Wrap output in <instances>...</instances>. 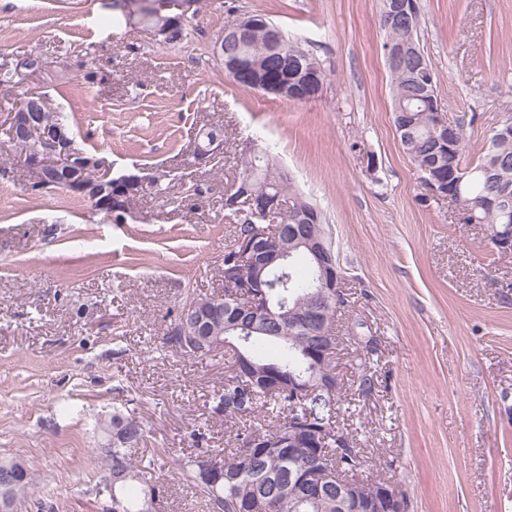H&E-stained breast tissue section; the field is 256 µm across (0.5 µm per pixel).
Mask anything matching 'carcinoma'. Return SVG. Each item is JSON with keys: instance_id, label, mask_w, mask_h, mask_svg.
<instances>
[{"instance_id": "carcinoma-1", "label": "carcinoma", "mask_w": 512, "mask_h": 512, "mask_svg": "<svg viewBox=\"0 0 512 512\" xmlns=\"http://www.w3.org/2000/svg\"><path fill=\"white\" fill-rule=\"evenodd\" d=\"M139 14L138 23L147 29H170L164 43L176 44L187 36L186 18L170 25L179 0H132ZM169 9L161 10L162 5ZM246 23L248 42L227 44L229 55L249 57L251 75L236 84L256 88L258 79L293 78L297 64L313 70L326 79L317 58L300 42L282 37L283 49L274 47L268 38L266 26L270 24L263 14H243L228 20L224 27ZM420 21L408 25L379 24L385 35L384 47L393 48L412 40L419 43ZM30 61L23 59L13 67L0 69V87L17 84L18 70L28 69ZM392 79L394 125L404 123L407 129L399 132L400 144L426 185L440 176L448 175V168L461 170L460 192L463 200L462 221L465 224H484L488 228L512 225V116L493 130L489 146L478 161L465 159V140L462 125H457L456 148L450 151L439 144L431 126L432 102L438 99L436 72L428 60L419 61L411 56L394 66L387 64ZM257 168L253 180L256 196L279 195L289 202L288 211L280 222L301 224L308 233L331 234L324 223L323 214L302 194L296 192L290 178L270 155L268 149L258 150L254 157ZM235 237L262 234L269 228L266 214L258 209H233ZM287 279L274 288L264 289L270 301L272 314L266 319V332L244 333L224 331V318L207 316L212 344L190 349L187 332L190 319L185 317L183 303L191 301L201 313L209 303H224V298H212L187 290L181 294L178 309L168 327L166 341L180 354L203 357L221 351L218 343L230 339L239 343L241 351L267 375L288 379L294 373L309 379L311 364L305 351L311 347L310 332L282 318L284 311L307 309L314 300L315 269L301 249H295L287 263ZM375 390L374 374L363 369L357 378L358 394L366 397ZM213 412L226 418L237 419L233 448L229 454L216 456L203 447L205 434L194 433L195 449L174 462V476L206 502L209 512H337L336 492L309 500L304 490L288 479V471L312 459L306 448L297 449L288 456L286 448H246L249 438H274L288 429V424H303L324 432L326 441L317 456L319 464L330 463L348 473L361 464L360 448L353 437L336 440L339 428L337 411L342 402L341 390L333 393L319 391L300 397L284 385L275 393L267 392L265 378L253 374H232L224 378V388L215 394ZM100 432L112 435V448L101 449L99 467L112 472V512H155L164 498L168 479L158 473L154 456L139 452L144 446L146 431L133 413L116 410L108 420L98 423Z\"/></svg>"}]
</instances>
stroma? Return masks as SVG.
Masks as SVG:
<instances>
[{
  "instance_id": "stroma-1",
  "label": "stroma",
  "mask_w": 512,
  "mask_h": 512,
  "mask_svg": "<svg viewBox=\"0 0 512 512\" xmlns=\"http://www.w3.org/2000/svg\"><path fill=\"white\" fill-rule=\"evenodd\" d=\"M110 2L0 0V67L45 62L16 92H46L114 174L171 181L118 224L74 194H31L26 174L0 163V458L37 475L21 512H110L95 464L102 413L134 411L161 465L188 452L196 430L216 454L230 447L231 426L212 411L229 356L188 358L165 337L183 289L224 288V192L258 144L333 232L348 296L334 359L340 421L365 476L401 483L410 512H512V254L426 195L403 151L380 0H202L171 45L105 25ZM417 3L439 109L464 118L477 161L512 110V0ZM254 12L319 59L318 98L285 103L225 77L215 40L232 15ZM89 66L104 72L100 85L84 84ZM214 126L217 164L197 167L198 132ZM365 365L377 382L362 398Z\"/></svg>"
}]
</instances>
